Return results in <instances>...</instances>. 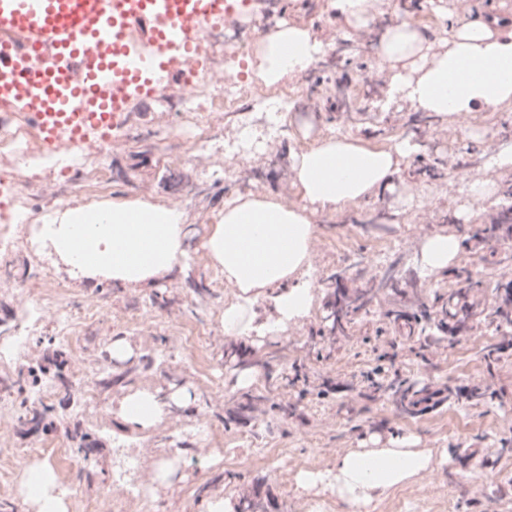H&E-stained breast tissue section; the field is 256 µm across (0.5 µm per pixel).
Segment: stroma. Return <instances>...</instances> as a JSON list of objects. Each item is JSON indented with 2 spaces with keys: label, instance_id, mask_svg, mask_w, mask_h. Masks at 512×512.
<instances>
[{
  "label": "stroma",
  "instance_id": "35a3bbf8",
  "mask_svg": "<svg viewBox=\"0 0 512 512\" xmlns=\"http://www.w3.org/2000/svg\"><path fill=\"white\" fill-rule=\"evenodd\" d=\"M333 0H283L289 23L309 29L323 42H331L334 30L348 22ZM377 25L372 42L340 44L333 68L313 66L307 81L314 87L307 98L285 97L280 110L288 130L260 157L253 170L224 165V152L234 144L236 129L249 122L255 139H263L264 117L257 109L228 112L221 132L206 131L192 143L166 139L168 127L177 125L174 113L159 111L157 105L133 103L124 126L136 135L127 144H115L112 163L119 173L112 197L172 202L187 196L185 257L181 271L155 286L126 288L105 281L94 286L71 279L46 251L32 246V226L40 218L25 199H14L0 189V210L16 207L25 218L15 227L19 242L13 264L0 273V319L8 324H32L24 350L0 359V372H15L42 355L40 338L50 336L55 349L69 353L61 341L54 316L36 318L42 289L18 296L17 278L27 273L30 280L48 275L66 284L74 304L95 302L100 317L85 326V367L67 364L65 379L96 384V361L114 340L125 339L133 350L131 365L144 354L155 356L153 369L139 373L135 386L168 396L187 389L191 401L181 412L161 420L146 431H120L113 403L126 394V387L98 393L96 403L71 401L60 408L66 424L57 431L35 428L12 435L11 442L31 449L26 459L0 456V503L24 496L22 487L30 471L46 468L55 483L66 484L68 512H84L87 503L105 494L112 484V467L120 456L133 457L138 479L152 487L162 512H209L215 498L237 500L260 497L268 512H348L336 496L319 489H302L299 474L331 468L357 448L373 443L388 445L408 441L433 456V464L408 482L375 499L369 512H512V459L497 460L500 439L512 436V334L505 336L493 327L478 325L455 345L419 350L416 340L398 335L383 325L382 305H373L360 315L351 336L329 340L319 333L323 305L334 287L327 280L331 270L362 258L365 275L382 272L400 262L416 275L427 291L448 287L447 273H427L420 262L423 240L451 230L459 207L470 197L473 183L484 182L488 197L476 203L465 221L468 230L495 221L504 203L503 193L512 188V168L488 166L495 149L512 146V101L488 110L474 107L467 129L447 128L443 137L433 131L418 133L417 153L403 157L393 178L394 191L352 202L333 213L314 218L317 233L310 247L311 282L315 301L308 317L288 325L262 346L244 342L252 350L256 365L250 371L251 385L228 375L222 362L225 336L222 316L225 302L234 296L230 286H215L221 277L201 242L208 234L214 214L225 201L236 197L242 185L252 193L271 194L282 203L297 206L301 197L294 184L290 155L315 143L342 135L376 149H390L406 140L416 110L407 100L387 102V85L370 87L367 112L355 127L343 129L333 121L336 97L334 81H354L364 68L378 63V43L397 17H410L414 25L452 29L456 13H439L429 0H373ZM445 157L448 163L471 158L466 178L438 177L429 173V158ZM376 219L384 224L379 233L366 231L362 223ZM364 275V277H365ZM364 277L353 278L352 287H363ZM149 304V315L138 323L125 322L128 311ZM505 345L499 363L487 367L483 354L487 345ZM418 374L433 385L487 384L496 390L493 403L475 406H444L418 419H407L382 400L368 396L369 384L378 374ZM281 377L279 399L294 403L296 411L287 422L272 416L230 420L243 394L264 389L267 374ZM95 432V450L100 472L87 478L76 456L74 431ZM214 431V456L198 457L193 451L175 452L180 440L197 442L200 431ZM173 460L176 471L168 483L155 481L160 462Z\"/></svg>",
  "mask_w": 512,
  "mask_h": 512
}]
</instances>
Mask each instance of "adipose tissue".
I'll use <instances>...</instances> for the list:
<instances>
[{
  "instance_id": "1",
  "label": "adipose tissue",
  "mask_w": 512,
  "mask_h": 512,
  "mask_svg": "<svg viewBox=\"0 0 512 512\" xmlns=\"http://www.w3.org/2000/svg\"><path fill=\"white\" fill-rule=\"evenodd\" d=\"M324 51L308 29L280 24L262 40L256 75L265 83H278L309 69ZM379 56L402 64L391 92L421 112L444 119L478 105L493 107L512 100V34H503L495 16L460 20L444 50L427 44L409 21L398 20L384 34ZM416 149L410 142L378 150L332 138L291 155L304 206L288 207L268 194L240 195L225 203L202 243L225 282L236 290L234 300L224 305L225 334L254 341L307 316L313 305L305 279L316 232L313 213L333 212L391 188L401 159ZM185 221L184 211L174 205L103 201L56 208L36 225L35 235L74 278L137 288L159 284L180 267ZM458 252L455 233L435 234L422 244L421 263L429 272L441 273ZM261 301L270 305L262 320L255 312ZM190 398L184 390L164 399L138 389L122 398L118 413L127 424L144 430L158 422L167 407ZM431 464L430 454L403 444L358 448L331 470L302 473L297 483L329 488L350 512H366L374 498Z\"/></svg>"
}]
</instances>
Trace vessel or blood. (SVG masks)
Masks as SVG:
<instances>
[{
  "label": "vessel or blood",
  "mask_w": 512,
  "mask_h": 512,
  "mask_svg": "<svg viewBox=\"0 0 512 512\" xmlns=\"http://www.w3.org/2000/svg\"><path fill=\"white\" fill-rule=\"evenodd\" d=\"M245 0H0V109L25 113L50 149L121 127L197 61L205 21Z\"/></svg>",
  "instance_id": "b4317fda"
}]
</instances>
